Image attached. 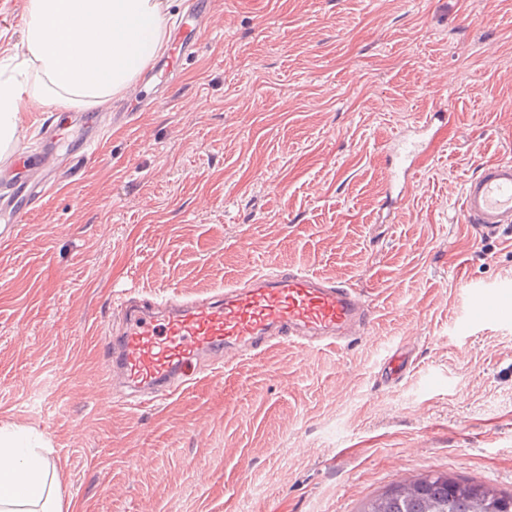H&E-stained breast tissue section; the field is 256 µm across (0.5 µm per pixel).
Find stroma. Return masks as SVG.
<instances>
[{
  "instance_id": "stroma-1",
  "label": "stroma",
  "mask_w": 512,
  "mask_h": 512,
  "mask_svg": "<svg viewBox=\"0 0 512 512\" xmlns=\"http://www.w3.org/2000/svg\"><path fill=\"white\" fill-rule=\"evenodd\" d=\"M27 0H0V60ZM165 106L107 128L0 250V427L38 435L67 512H358L427 472L512 494V237L463 224L465 180L512 161V0H217ZM451 106L394 221L381 153ZM354 285L367 336L283 343L141 407L110 394L112 285L206 296L277 264ZM412 371L379 380L395 347Z\"/></svg>"
}]
</instances>
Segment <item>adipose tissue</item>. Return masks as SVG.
<instances>
[{
  "mask_svg": "<svg viewBox=\"0 0 512 512\" xmlns=\"http://www.w3.org/2000/svg\"><path fill=\"white\" fill-rule=\"evenodd\" d=\"M163 0H27L24 80L0 74V149L23 100L108 106L161 52ZM0 512H63L57 470L25 433L0 429Z\"/></svg>",
  "mask_w": 512,
  "mask_h": 512,
  "instance_id": "adipose-tissue-1",
  "label": "adipose tissue"
}]
</instances>
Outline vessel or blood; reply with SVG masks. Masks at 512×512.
I'll return each instance as SVG.
<instances>
[{
  "label": "vessel or blood",
  "instance_id": "b4317fda",
  "mask_svg": "<svg viewBox=\"0 0 512 512\" xmlns=\"http://www.w3.org/2000/svg\"><path fill=\"white\" fill-rule=\"evenodd\" d=\"M214 2L187 0L177 24L184 35L180 54L191 53L199 34L208 28ZM177 75L171 61H164L146 72L132 99L160 103L161 89ZM66 124L64 118H48L41 150L17 151L11 162L0 166V214L7 218L0 224V245L16 236L46 185L57 177L61 161L56 141ZM448 124V109L441 106L425 122L395 134L388 149L391 175L386 196L391 207L408 200L418 173L445 140ZM81 128L82 135L70 143L68 153L83 163L92 157L99 137L97 115L84 112ZM460 209L464 223L481 235L505 232L512 236V162L481 163L463 186ZM114 305L121 322L108 325L100 356L113 390L130 391L140 405L197 382L222 368L225 360L256 356L283 342L304 350L338 347L342 341L364 335L373 317L358 289L290 267L277 274H260L241 287L227 286L203 299H141L126 290ZM413 364L408 351H389L381 365L382 381H401Z\"/></svg>",
  "mask_w": 512,
  "mask_h": 512
}]
</instances>
